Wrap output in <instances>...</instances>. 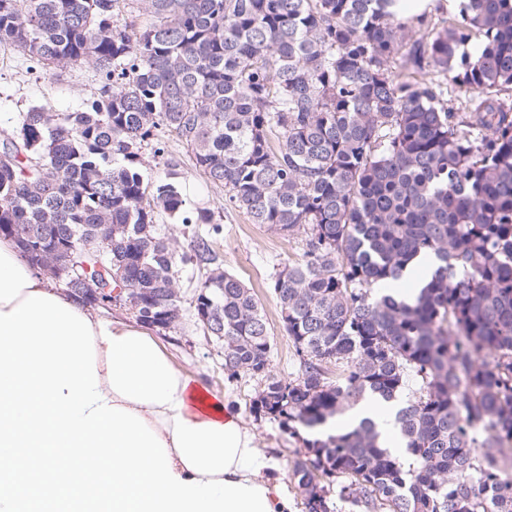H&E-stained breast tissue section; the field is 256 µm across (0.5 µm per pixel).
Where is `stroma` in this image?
Instances as JSON below:
<instances>
[{
  "label": "stroma",
  "instance_id": "1",
  "mask_svg": "<svg viewBox=\"0 0 512 512\" xmlns=\"http://www.w3.org/2000/svg\"><path fill=\"white\" fill-rule=\"evenodd\" d=\"M102 84L101 74L91 64L49 71L30 63L20 48L0 45V136L13 132L18 114L34 106L60 113L84 110L98 96ZM142 153L146 181L176 174L188 201L208 208L215 222L221 224L222 233L215 247L224 257L225 268L252 288L274 336L269 374L297 375L299 361L281 327L270 283L278 266L300 253L301 239L252 223L247 215L232 208L223 188L208 182L195 168L190 150L172 136L159 133L143 147ZM204 278V272L198 268L189 265L180 268L182 318L178 327L161 337L160 342L177 366L201 378L241 416L254 433L262 454L276 461L278 468L274 476L287 493L293 512H305L303 497L292 476V465L302 450V443L276 421L256 417L251 412L250 402L259 387L257 380L244 377L230 382L225 378L224 350L208 336L194 314L193 296Z\"/></svg>",
  "mask_w": 512,
  "mask_h": 512
}]
</instances>
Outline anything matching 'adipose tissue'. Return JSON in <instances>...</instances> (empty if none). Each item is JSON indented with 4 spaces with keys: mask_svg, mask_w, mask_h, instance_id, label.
Listing matches in <instances>:
<instances>
[{
    "mask_svg": "<svg viewBox=\"0 0 512 512\" xmlns=\"http://www.w3.org/2000/svg\"><path fill=\"white\" fill-rule=\"evenodd\" d=\"M255 436L145 330L92 313L0 237V512H292Z\"/></svg>",
    "mask_w": 512,
    "mask_h": 512,
    "instance_id": "obj_1",
    "label": "adipose tissue"
}]
</instances>
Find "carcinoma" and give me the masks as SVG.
Listing matches in <instances>:
<instances>
[{
	"label": "carcinoma",
	"instance_id": "cac0c4a2",
	"mask_svg": "<svg viewBox=\"0 0 512 512\" xmlns=\"http://www.w3.org/2000/svg\"><path fill=\"white\" fill-rule=\"evenodd\" d=\"M393 2L142 0L154 21L133 28L128 0H0V43L104 79L85 110L33 107L0 142V236L143 325L176 324L179 268H205L194 312L227 378L263 381L253 413L302 438L306 512H334L333 482L361 512H512V0L435 18ZM159 130L252 223L304 236L271 284L300 375H267L270 326L210 210L174 176L145 182ZM419 258L435 269L410 285ZM367 398L394 409L400 448L371 418L323 431Z\"/></svg>",
	"mask_w": 512,
	"mask_h": 512
}]
</instances>
